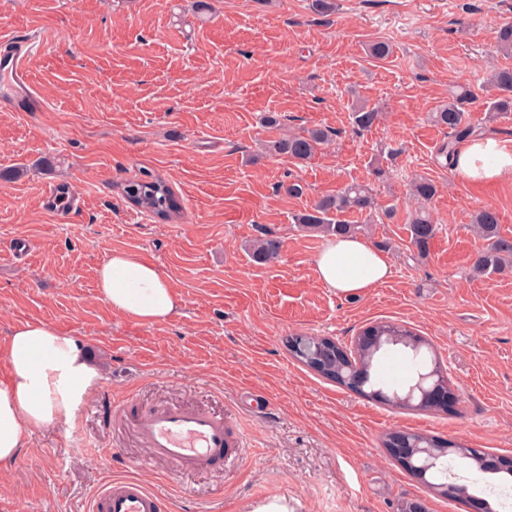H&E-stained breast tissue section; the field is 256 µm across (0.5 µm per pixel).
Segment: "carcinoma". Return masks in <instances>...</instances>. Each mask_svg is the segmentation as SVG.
Wrapping results in <instances>:
<instances>
[{
    "label": "carcinoma",
    "instance_id": "cac0c4a2",
    "mask_svg": "<svg viewBox=\"0 0 512 512\" xmlns=\"http://www.w3.org/2000/svg\"><path fill=\"white\" fill-rule=\"evenodd\" d=\"M491 84L496 90L495 98L488 102V112L493 115L512 112V68L496 69L491 76ZM472 100L471 91L458 86L448 93V102L441 104L431 113L432 122L448 131L451 139L440 149L445 160L454 156V145L465 141L476 132L465 116L466 106ZM380 112L372 107L360 106L353 113L354 125L362 130L371 128L379 120ZM329 134L321 128L310 129L302 134H290L267 145L271 155L287 157L291 160L305 161L310 159L318 147L328 141ZM437 192L436 184L428 178H420L412 183V193L423 202L430 201ZM123 195L130 205L169 220L180 215L181 207L169 185L160 178L153 180L129 179L123 184ZM376 202L371 190L364 184L351 183L334 194L321 196L310 208L295 215V223L304 230L322 233L326 236L356 235L364 231V226L352 224L346 219L348 214H362L375 209ZM473 226L478 234L487 241L486 248L480 252L472 263V272L478 276H489L499 273L512 261V241L499 234V216L489 206L478 210L473 219ZM411 242L419 253H426L429 242L437 231L429 213L423 209L417 211L409 221ZM280 242L272 237H264L255 241L251 247V256L258 263H268L277 258ZM410 365V377L402 382L390 384L384 388L372 375L374 360L362 362L364 370H356L357 359L344 361L338 365L341 373L347 378L344 386L356 393L368 396L382 404L396 408L417 411L415 404L407 406L399 403L410 384L420 375L427 373L437 364L430 343L419 337L418 343L405 351ZM420 446L428 448H445L447 455L438 465L428 470L425 487L429 490L439 486H449L454 490L451 500L466 501L470 488L457 480L455 470L467 466L476 475L473 483L484 480L474 462L465 459L454 449V444L435 436L420 435Z\"/></svg>",
    "mask_w": 512,
    "mask_h": 512
}]
</instances>
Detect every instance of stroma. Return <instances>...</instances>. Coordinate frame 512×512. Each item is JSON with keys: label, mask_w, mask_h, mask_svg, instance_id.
I'll return each mask as SVG.
<instances>
[{"label": "stroma", "mask_w": 512, "mask_h": 512, "mask_svg": "<svg viewBox=\"0 0 512 512\" xmlns=\"http://www.w3.org/2000/svg\"><path fill=\"white\" fill-rule=\"evenodd\" d=\"M0 0V39L34 35L26 61L43 103L0 108V342L20 322L81 337L100 370L76 418L34 432L0 471V512H89L96 491L134 476L171 512H250L287 497L291 512H466L426 493L382 446L431 433L512 459V269L474 277L484 206L512 241V177L458 181L429 114L457 85L478 130L512 140V115L488 120L486 80L512 67L495 31L512 0ZM384 40L393 54L369 56ZM379 108L357 131L355 102ZM280 124L266 125L268 116ZM332 131L304 162L263 155L266 141ZM383 177H375V169ZM418 176L438 192L426 254L410 241ZM164 179L181 206L163 221L129 206L121 185ZM304 187L288 195V183ZM369 184L379 211L351 215L392 275L342 296L317 279L325 238L293 222L319 196ZM55 202H48L47 194ZM281 243L260 265L249 246ZM128 251L170 278L179 308L148 325L98 296V267ZM388 321L432 341L456 402L397 412L294 360L292 336L349 346ZM181 405L222 415L240 458L224 470L137 467L146 450L129 408Z\"/></svg>", "instance_id": "stroma-1"}]
</instances>
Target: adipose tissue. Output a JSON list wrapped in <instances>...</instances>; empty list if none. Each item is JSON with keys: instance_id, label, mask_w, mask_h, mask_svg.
I'll return each mask as SVG.
<instances>
[{"instance_id": "1", "label": "adipose tissue", "mask_w": 512, "mask_h": 512, "mask_svg": "<svg viewBox=\"0 0 512 512\" xmlns=\"http://www.w3.org/2000/svg\"><path fill=\"white\" fill-rule=\"evenodd\" d=\"M455 176L492 183L512 174V143L480 134L459 148ZM320 282L340 295H361L391 275L387 255L358 237L327 239L315 259ZM99 297L113 311L145 324H160L178 301L156 266L115 252L97 273ZM8 376L0 381V469L15 463L33 431L69 422L92 393L98 373L84 342L47 322L16 325L0 345Z\"/></svg>"}]
</instances>
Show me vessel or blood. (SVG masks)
I'll return each mask as SVG.
<instances>
[{
  "instance_id": "1",
  "label": "vessel or blood",
  "mask_w": 512,
  "mask_h": 512,
  "mask_svg": "<svg viewBox=\"0 0 512 512\" xmlns=\"http://www.w3.org/2000/svg\"><path fill=\"white\" fill-rule=\"evenodd\" d=\"M37 49L31 36L0 42V72L8 76L12 91L0 104L18 112H36L40 103L33 90L25 61ZM137 435L148 450L140 467L162 460L179 471L198 465L223 469L231 441L223 417L177 405L140 407L133 413ZM169 502L140 480L124 477L105 483L95 494L90 512H168Z\"/></svg>"
}]
</instances>
